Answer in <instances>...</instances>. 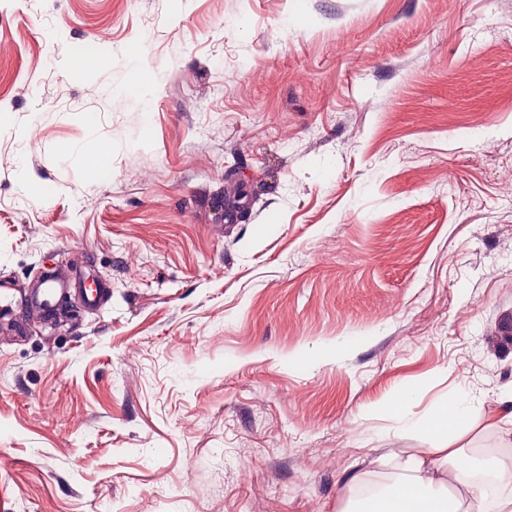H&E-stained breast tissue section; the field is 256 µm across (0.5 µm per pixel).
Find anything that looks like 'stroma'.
I'll list each match as a JSON object with an SVG mask.
<instances>
[{
    "label": "stroma",
    "instance_id": "stroma-1",
    "mask_svg": "<svg viewBox=\"0 0 512 512\" xmlns=\"http://www.w3.org/2000/svg\"><path fill=\"white\" fill-rule=\"evenodd\" d=\"M0 42L8 512H338L434 446L406 389L502 446L512 0H0ZM53 271L110 294L37 335Z\"/></svg>",
    "mask_w": 512,
    "mask_h": 512
}]
</instances>
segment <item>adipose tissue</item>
<instances>
[{
    "mask_svg": "<svg viewBox=\"0 0 512 512\" xmlns=\"http://www.w3.org/2000/svg\"><path fill=\"white\" fill-rule=\"evenodd\" d=\"M408 401V395L397 396L383 410L404 427L444 438L445 446L409 449L407 473L382 485L379 492L357 497L352 512H512V499L489 500L473 465L462 458L458 442L472 426L466 395L449 392L418 422L407 411Z\"/></svg>",
    "mask_w": 512,
    "mask_h": 512,
    "instance_id": "ef3b65f1",
    "label": "adipose tissue"
}]
</instances>
